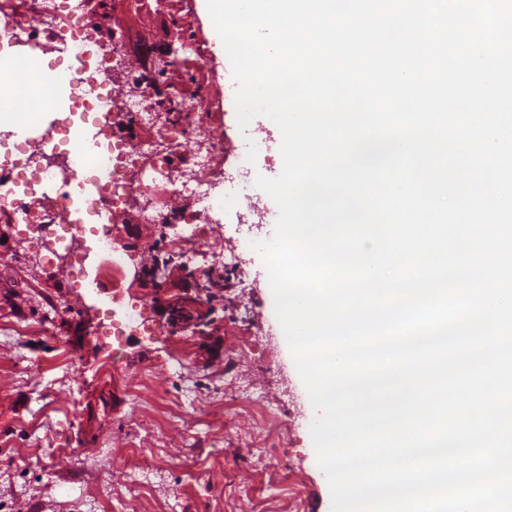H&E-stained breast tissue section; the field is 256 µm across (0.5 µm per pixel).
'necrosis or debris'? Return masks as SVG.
Wrapping results in <instances>:
<instances>
[{
	"label": "necrosis or debris",
	"mask_w": 512,
	"mask_h": 512,
	"mask_svg": "<svg viewBox=\"0 0 512 512\" xmlns=\"http://www.w3.org/2000/svg\"><path fill=\"white\" fill-rule=\"evenodd\" d=\"M88 0H6L0 5V51L52 47L62 59V83L72 86L69 115L35 137L26 157L32 184L18 187L8 165L0 163V222L23 225L37 239L57 242L92 233L110 247L115 221L165 224L170 253L197 244L214 208L224 202L227 182L220 142L199 122L197 95L178 94V111L155 107L153 134L138 138L140 104L112 80V64L93 56L87 31ZM95 113V153L106 159L111 182L105 196L78 190L97 177L96 169L73 168L65 153L75 125L74 113ZM87 224L74 225L77 212Z\"/></svg>",
	"instance_id": "obj_1"
}]
</instances>
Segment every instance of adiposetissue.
Masks as SVG:
<instances>
[{
  "mask_svg": "<svg viewBox=\"0 0 512 512\" xmlns=\"http://www.w3.org/2000/svg\"><path fill=\"white\" fill-rule=\"evenodd\" d=\"M6 67L20 72L10 97L0 100V112L7 114L16 127H27L40 121L44 103L51 92L52 72L42 57L27 52L6 60Z\"/></svg>",
  "mask_w": 512,
  "mask_h": 512,
  "instance_id": "ef3b65f1",
  "label": "adipose tissue"
}]
</instances>
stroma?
I'll return each mask as SVG.
<instances>
[{
	"label": "stroma",
	"instance_id": "1",
	"mask_svg": "<svg viewBox=\"0 0 512 512\" xmlns=\"http://www.w3.org/2000/svg\"><path fill=\"white\" fill-rule=\"evenodd\" d=\"M184 7L180 15L164 6L143 23L119 8L112 22L157 41L196 39L204 62L183 67L178 85L191 92L199 80L211 84L203 127L222 135L224 167L237 166L250 138L253 173L277 177L280 152L238 126L224 91L230 62L214 53L205 12L198 0ZM243 191L261 216L243 223L220 209L204 233L240 256L225 278L246 289L238 300L229 291L208 299L213 350L203 357L94 236L75 244L83 270L61 279L59 261L13 225L11 248L0 251L8 262L0 279V512H331L310 435L314 410L252 247L271 237L277 206L254 184ZM134 304L144 306L147 330L113 345V315ZM261 309L267 320L257 319ZM115 347L120 376L105 371ZM265 407L287 413L276 431L263 426Z\"/></svg>",
	"mask_w": 512,
	"mask_h": 512
}]
</instances>
